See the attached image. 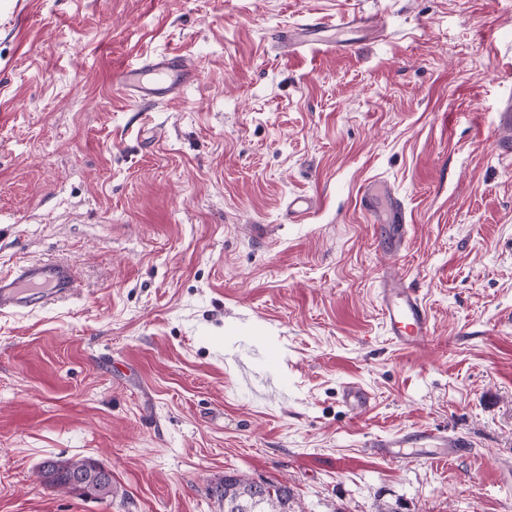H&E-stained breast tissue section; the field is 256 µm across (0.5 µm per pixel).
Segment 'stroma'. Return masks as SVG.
I'll return each mask as SVG.
<instances>
[{
  "mask_svg": "<svg viewBox=\"0 0 512 512\" xmlns=\"http://www.w3.org/2000/svg\"><path fill=\"white\" fill-rule=\"evenodd\" d=\"M352 11L380 23L356 51L274 45ZM162 52L196 81L128 100L114 71ZM510 95L512 0H0V272L79 280L0 315V512H224L233 472L304 512H512ZM377 179L408 212L398 253L356 205ZM394 270L432 315L413 350L382 327ZM425 428L471 453L369 448ZM85 456L110 498L37 477ZM343 404L352 411H361L369 405L368 392L355 383H346L342 391Z\"/></svg>",
  "mask_w": 512,
  "mask_h": 512,
  "instance_id": "stroma-1",
  "label": "stroma"
}]
</instances>
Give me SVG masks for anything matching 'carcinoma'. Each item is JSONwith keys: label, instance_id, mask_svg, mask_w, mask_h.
<instances>
[{"label": "carcinoma", "instance_id": "1", "mask_svg": "<svg viewBox=\"0 0 512 512\" xmlns=\"http://www.w3.org/2000/svg\"><path fill=\"white\" fill-rule=\"evenodd\" d=\"M92 462L89 457L47 460L41 466L42 484L71 493L68 476ZM210 492L224 501V512H302L293 490L282 483L256 482L233 473L224 475V483L210 488Z\"/></svg>", "mask_w": 512, "mask_h": 512}]
</instances>
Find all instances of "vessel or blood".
I'll return each instance as SVG.
<instances>
[{
  "mask_svg": "<svg viewBox=\"0 0 512 512\" xmlns=\"http://www.w3.org/2000/svg\"><path fill=\"white\" fill-rule=\"evenodd\" d=\"M369 16L350 13L338 18H314L276 34L275 46L289 52L315 47L329 53L351 51L350 31L368 26ZM196 74L194 63L176 53H160L119 68L115 78L125 96L147 104H163L176 99L183 86ZM359 206L375 223L384 227L388 250L402 249L408 236V214L392 187L383 181L367 183L358 195ZM75 287L74 267L61 262L22 264L0 274V314L44 309L55 299L71 294ZM383 325L387 335L400 348H416L431 329V315L418 290L405 278L385 279L379 290ZM344 405L352 411L365 409L370 401L361 386L348 383L342 391ZM371 450L388 458L416 457L447 460L468 453L467 442L425 429L411 435L372 442Z\"/></svg>",
  "mask_w": 512,
  "mask_h": 512,
  "instance_id": "vessel-or-blood-1",
  "label": "vessel or blood"
}]
</instances>
